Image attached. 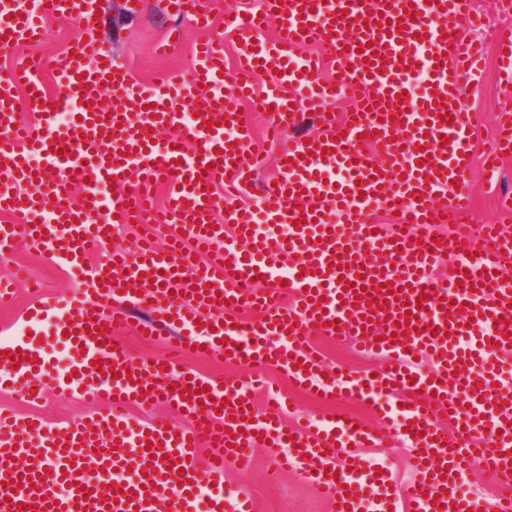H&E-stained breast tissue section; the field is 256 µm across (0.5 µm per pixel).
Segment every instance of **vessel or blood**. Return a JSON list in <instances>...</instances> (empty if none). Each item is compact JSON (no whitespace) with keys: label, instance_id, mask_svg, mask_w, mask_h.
<instances>
[{"label":"vessel or blood","instance_id":"obj_1","mask_svg":"<svg viewBox=\"0 0 512 512\" xmlns=\"http://www.w3.org/2000/svg\"><path fill=\"white\" fill-rule=\"evenodd\" d=\"M175 13L196 25L209 24L202 0H170ZM92 0H0V48L40 40L48 18L69 16L86 35L72 56L54 58L56 92L47 95L38 75L40 59L0 72V214L17 216L0 225V255L16 238L50 245L58 264L81 277L84 287L62 302H47L40 314L60 310L56 335L69 354L67 371L48 373V360L34 344L16 340L0 347V370L9 372L12 392L43 394L47 387L77 392L94 380L106 391L107 411L86 420L44 427L34 417L0 410V512L21 505L46 512H224L227 462L248 465L261 440L284 449L269 472L304 465L303 475L336 512H366L373 489L390 488L395 512H512L511 496L442 495L440 469L465 470L474 435H485L483 462L491 479L512 483V405L495 382L491 364L512 354V284L499 271L512 262V236L497 225L468 230L470 201L455 192L470 167L473 133L467 113L452 105L462 74L477 76L484 48L465 39L464 30L482 25L475 0H265L261 12H224L225 31L239 40L238 68L223 80L224 51L205 41L195 52L196 69L187 77L161 74L136 84L129 69L113 60L90 35ZM277 35L265 36L268 25ZM321 45V58L302 55L308 42ZM494 46L501 79L512 86V30H500ZM335 61V81L319 76L322 57ZM265 75L259 99L271 111L273 136L318 113L319 134L292 143L276 162L273 180L264 181L263 214L247 207L221 206L213 190L224 178L226 190L253 181L252 134L237 118L251 80ZM107 84L114 104H93L87 84ZM24 90L33 106L50 100L71 114L60 125L52 112L38 123L22 124L14 95ZM354 101L343 122L324 104L334 96ZM191 102L194 117L183 123L178 107ZM234 136H225L226 127ZM171 140H161V133ZM496 148L484 159L496 175L503 156L512 154V111L498 114ZM373 136L381 149L372 155L362 139ZM166 180L171 193L156 208L147 193ZM76 181L88 201L66 193ZM128 185L109 197V182ZM397 212L400 223L423 226V234L390 233L371 219L374 208ZM223 213L224 228L215 225ZM455 233H431L440 218ZM170 224L168 252L153 246L137 250L135 261L113 257L88 264L91 248L101 246L112 223ZM292 225L281 240L261 231V223ZM356 225L357 234L347 232ZM232 235H225V228ZM453 253L451 271L433 276L444 253ZM206 255L195 272L199 306L175 310L169 291L179 289L194 256ZM288 264L280 274L277 259ZM266 288L254 292L251 281ZM213 292H205V285ZM403 299H392L395 291ZM376 295L369 305L367 295ZM151 304L152 319L138 322L136 335L152 337L161 328L157 315H173L178 333L168 336L164 363L136 362L120 334L129 308ZM257 309L260 320L244 319ZM352 338L362 351L383 357L384 368L357 377L323 375L310 335ZM280 336V349L269 337ZM202 346L206 356L228 355L249 368L276 365L295 385L307 386L323 400L337 391L371 402L394 418V433H375L362 421L325 415L320 424L296 427L283 422L286 395L265 416L252 413L251 384L187 375L183 354ZM25 359L13 363V353ZM427 354L435 365L414 370V357ZM198 402H191L192 390ZM163 403L189 415V424L128 425L116 413L125 404ZM404 440L415 452L414 480L393 485L390 474L364 468L362 449ZM155 448H148L150 439ZM213 449L211 464L199 468L201 445ZM177 461L168 469L167 460ZM94 464L95 479L82 475ZM35 486L13 489L18 476Z\"/></svg>","mask_w":512,"mask_h":512}]
</instances>
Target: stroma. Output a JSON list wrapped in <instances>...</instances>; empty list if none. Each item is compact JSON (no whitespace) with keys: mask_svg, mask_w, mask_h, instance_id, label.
Here are the masks:
<instances>
[{"mask_svg":"<svg viewBox=\"0 0 512 512\" xmlns=\"http://www.w3.org/2000/svg\"><path fill=\"white\" fill-rule=\"evenodd\" d=\"M206 7L214 14L213 25L208 30H200L189 21H176L167 7V0H142L139 11H128L125 0H103L101 14L97 22L101 27L100 42L112 53L116 61L127 66L133 78L140 83L148 82L160 70L174 75L186 76L194 65L191 48L203 37H210L221 43L224 49L226 67H233L236 39L224 30V8L227 0H205ZM183 28L181 46L168 56L155 55L153 45L165 28L173 23ZM82 30L68 19H50L46 26L44 41L37 47H17L0 55V72L8 70L30 54L42 56L60 55L82 38ZM458 103L474 117L476 137L473 142L475 156L482 154L492 144V130L496 114L503 109L512 110V93L498 79L497 61L494 54H487L482 72L477 79L461 83ZM243 117L253 131L252 150L263 157L266 166L264 175L275 172L278 155L288 147V137L272 139L265 135L270 116L244 108ZM473 197L475 221L487 224L501 221L505 233L512 234V220H500L497 210V197L512 193V159L507 160L498 177L487 181L480 169H473L466 183ZM153 236L157 245H164L168 231L147 228L143 224L123 225L120 232L89 255L90 263L106 260L115 251L132 253L134 244L143 236ZM14 273L21 285L15 302L8 307H0V331L11 333L15 329L30 325V338L41 345L53 362H60L64 352L52 335L49 319L28 323L27 317L36 305L37 296L45 298L63 297L80 289L81 283L70 271L58 265L45 244L24 240L17 244L11 257L0 260V275ZM39 283V290H32V283ZM317 345L326 371L351 373L354 375L376 369L380 358L357 351L348 343H339L329 338H319ZM274 376L280 388L290 396L291 407L284 420L287 424H315L327 411L335 409L361 419L367 426H376L377 420L367 401L347 397L336 398L331 406L322 405L315 397L293 387L287 373L275 371ZM97 385L84 388L82 395L57 393L48 389L44 399L34 404L21 403L20 399L4 398L1 403L23 407L31 416L41 419L46 425L77 422L96 411L100 403L94 398ZM271 460L267 448L254 451L251 467L240 469L228 467L224 482L232 493L252 499L255 512H331V507L320 496L317 488L298 473L291 472L271 482L267 473Z\"/></svg>","mask_w":512,"mask_h":512,"instance_id":"stroma-1","label":"stroma"}]
</instances>
